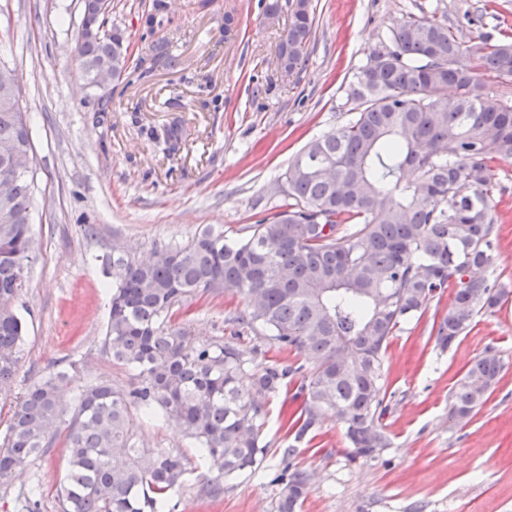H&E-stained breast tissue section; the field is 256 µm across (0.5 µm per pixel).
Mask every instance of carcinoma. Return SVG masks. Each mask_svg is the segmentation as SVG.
<instances>
[{
    "mask_svg": "<svg viewBox=\"0 0 512 512\" xmlns=\"http://www.w3.org/2000/svg\"><path fill=\"white\" fill-rule=\"evenodd\" d=\"M100 0H83L76 56L88 84L100 73L118 80L128 42L107 26ZM288 28L278 53L298 68L311 37V0H288ZM512 83V40H463L448 17L420 10L388 27L346 89L352 117L310 141L284 173L288 202L232 239L206 230L184 246L140 262L112 248L110 313L102 340L112 361L136 371L129 388L95 380L75 387L66 370L49 373L17 401L0 439V481L29 468L52 448L66 412L68 474L58 512H171L176 489L193 469L179 450L139 448L135 414L160 415L195 442L214 480L255 473L266 456V401L301 367L257 364L235 344L196 345L176 314L200 292L241 296L236 321L280 348L310 353L303 401L291 415L282 449L278 512H298L311 474L294 463L297 443L325 413L351 444L350 460L373 461L390 445L381 419L389 342L420 319L434 295L455 285L453 302L433 324L447 349L473 319L508 299L494 272L497 218L491 193L494 159L512 161V105L490 85ZM456 90L453 99L445 89ZM0 70V170L25 165L33 151L27 113L13 102ZM185 140L183 126L164 132L166 150ZM34 176L18 171L0 202V387L13 381L25 336L18 300L35 260L31 233ZM504 369L489 350L454 391L451 418H471Z\"/></svg>",
    "mask_w": 512,
    "mask_h": 512,
    "instance_id": "obj_1",
    "label": "carcinoma"
}]
</instances>
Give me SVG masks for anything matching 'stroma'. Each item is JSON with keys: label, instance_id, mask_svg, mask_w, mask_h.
I'll use <instances>...</instances> for the list:
<instances>
[{"label": "stroma", "instance_id": "obj_1", "mask_svg": "<svg viewBox=\"0 0 512 512\" xmlns=\"http://www.w3.org/2000/svg\"><path fill=\"white\" fill-rule=\"evenodd\" d=\"M153 2L112 0L111 22L126 32L129 61L123 78L99 91L87 86L75 58L80 0H0V58L15 68L34 123L36 247L18 302L26 324L18 374L0 394V436L19 398L52 371L74 367L82 383L135 382V370L102 349L111 282L103 257L121 243L146 259L207 227L234 237L278 212L289 161L349 119L351 70L387 27L435 8L468 39L512 33V0H312L305 61L287 77L275 60L288 20L265 23L262 0H176L149 28ZM177 120L188 141L168 155L154 137ZM492 201L498 282L512 293V162L497 166ZM244 307L239 296L197 297L180 320L195 343L232 341L255 362L302 372L269 406L264 476L225 480L217 500L195 487L180 490L174 512H277L278 490L266 475L281 465L283 418L297 408L294 395L315 362L239 326ZM430 324L428 316L403 325L390 341L384 381L392 398L381 422L391 446L380 458L349 461L345 429L328 413L299 445L296 461L312 475L301 512H512V301L478 315L445 351ZM489 348L505 365L500 380L470 420L454 423L452 392ZM66 432L59 426L34 470L0 483V512H20L17 497L35 476L40 512H58ZM137 437L196 456L161 419L138 418Z\"/></svg>", "mask_w": 512, "mask_h": 512}]
</instances>
